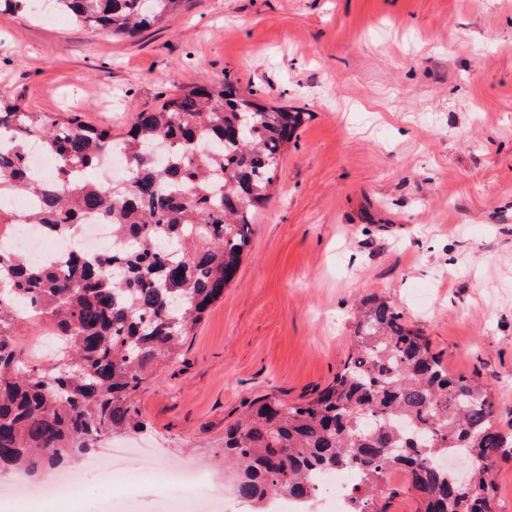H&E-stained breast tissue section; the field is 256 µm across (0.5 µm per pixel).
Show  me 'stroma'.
<instances>
[{
  "label": "stroma",
  "instance_id": "1",
  "mask_svg": "<svg viewBox=\"0 0 512 512\" xmlns=\"http://www.w3.org/2000/svg\"><path fill=\"white\" fill-rule=\"evenodd\" d=\"M224 82L308 117L234 280L142 389L144 429L104 447L233 480L225 423L332 382L367 296L450 371L487 379L512 432V0H178L132 38L0 13V96L47 121L81 112L121 133ZM70 467L81 512H252L228 487L179 497L133 457L122 480L87 456ZM13 480L0 474V512H53L58 493L19 497Z\"/></svg>",
  "mask_w": 512,
  "mask_h": 512
}]
</instances>
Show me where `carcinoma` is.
Instances as JSON below:
<instances>
[{
	"instance_id": "cac0c4a2",
	"label": "carcinoma",
	"mask_w": 512,
	"mask_h": 512,
	"mask_svg": "<svg viewBox=\"0 0 512 512\" xmlns=\"http://www.w3.org/2000/svg\"><path fill=\"white\" fill-rule=\"evenodd\" d=\"M55 11L104 34L134 37L177 0H50ZM305 113L267 107L229 83L192 86L130 129L86 122L80 112L47 122L0 99L1 189L35 195L27 217L51 236L75 232L88 215L112 221L119 248L73 254L66 267L38 268L0 249V471L33 473L143 427L137 398L176 359L209 307L224 296L251 245L257 210L271 196L284 147ZM33 141L54 155L51 181L31 177ZM129 169L112 185L94 177L103 159ZM24 301L35 321L64 339L61 364L35 365L15 337ZM351 353L334 381L301 402L267 396L224 427V463L237 497L261 509L274 499L309 500L313 477L353 466L351 512H387L407 474L417 512H496L494 469L512 460V434L496 422L492 384L456 375L376 296L361 301ZM465 453L470 480L432 463Z\"/></svg>"
}]
</instances>
